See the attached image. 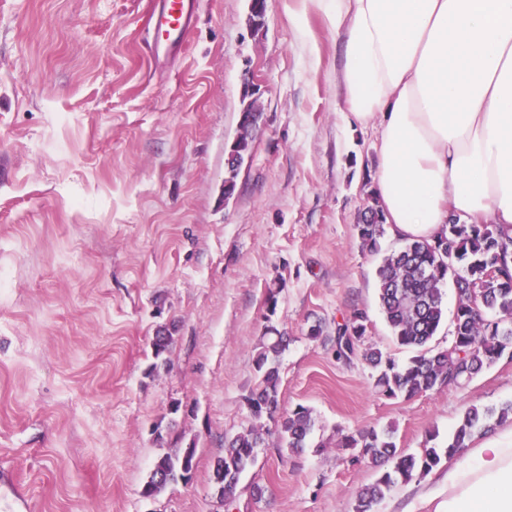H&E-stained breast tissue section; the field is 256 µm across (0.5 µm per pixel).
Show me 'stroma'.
Wrapping results in <instances>:
<instances>
[{"label": "stroma", "mask_w": 512, "mask_h": 512, "mask_svg": "<svg viewBox=\"0 0 512 512\" xmlns=\"http://www.w3.org/2000/svg\"><path fill=\"white\" fill-rule=\"evenodd\" d=\"M196 2L161 66L145 44L153 0H0V512H353L381 468L350 464L341 434L391 425L402 453L443 448L467 407L512 402L507 356L410 399L379 395L363 360H336V325L357 309L370 345L411 355L376 281L399 240L371 253L354 229L377 159L372 131L340 110L336 31L304 0H266L257 30L248 0ZM248 84L262 119L228 198ZM272 329L289 338L280 408L315 419L298 455L245 402ZM257 424L265 443L224 506L212 464ZM188 447L190 479L144 497L158 457ZM446 497L431 473L378 512Z\"/></svg>", "instance_id": "stroma-1"}]
</instances>
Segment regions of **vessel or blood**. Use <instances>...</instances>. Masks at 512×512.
<instances>
[{"instance_id":"b4317fda","label":"vessel or blood","mask_w":512,"mask_h":512,"mask_svg":"<svg viewBox=\"0 0 512 512\" xmlns=\"http://www.w3.org/2000/svg\"><path fill=\"white\" fill-rule=\"evenodd\" d=\"M195 0H155L152 34L147 45L153 55L170 54L187 41L193 27Z\"/></svg>"}]
</instances>
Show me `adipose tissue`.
<instances>
[{"instance_id": "1", "label": "adipose tissue", "mask_w": 512, "mask_h": 512, "mask_svg": "<svg viewBox=\"0 0 512 512\" xmlns=\"http://www.w3.org/2000/svg\"><path fill=\"white\" fill-rule=\"evenodd\" d=\"M342 42L350 123L376 128L372 191L397 238L512 227V0H311ZM442 512H512V423L449 464Z\"/></svg>"}]
</instances>
